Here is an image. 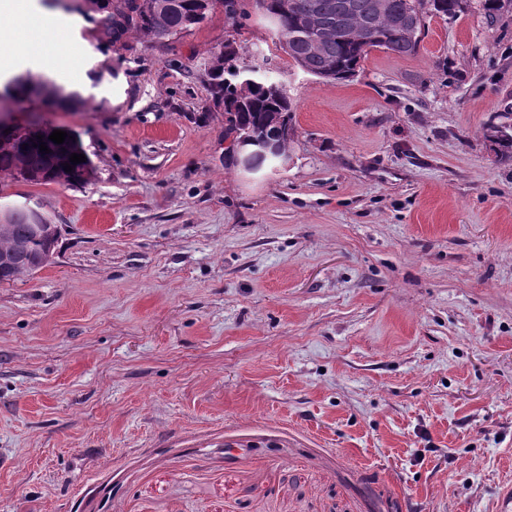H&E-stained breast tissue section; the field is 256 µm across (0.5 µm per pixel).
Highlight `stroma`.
Instances as JSON below:
<instances>
[{"instance_id": "stroma-1", "label": "stroma", "mask_w": 512, "mask_h": 512, "mask_svg": "<svg viewBox=\"0 0 512 512\" xmlns=\"http://www.w3.org/2000/svg\"><path fill=\"white\" fill-rule=\"evenodd\" d=\"M429 16L350 80L294 66L259 14L155 47L65 0L20 30L0 113L76 132L82 186L0 176L56 224L0 282V512H493L512 485V0ZM285 83L287 161L227 155L206 66L225 40ZM77 92L20 105L13 79ZM501 117L507 120L511 118V123L489 125L484 131V137L497 147L500 160L512 161V113L502 112Z\"/></svg>"}]
</instances>
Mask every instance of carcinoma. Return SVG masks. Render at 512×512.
I'll return each instance as SVG.
<instances>
[{
  "mask_svg": "<svg viewBox=\"0 0 512 512\" xmlns=\"http://www.w3.org/2000/svg\"><path fill=\"white\" fill-rule=\"evenodd\" d=\"M163 13L142 12L134 0H87L91 11L102 12L99 40L107 45L121 42L133 31L141 41L159 45L170 40L179 30L191 29L197 24L195 0H166ZM267 8L277 15L281 31L277 34L280 47L301 70L325 81H342L353 77L361 63L374 49H383L398 55H411L420 43L417 34L425 28L426 15L432 13L454 18L461 12L462 0H266ZM310 22L320 27L321 38L313 47L301 37L299 23ZM238 50L232 44L224 45L223 58L216 60L210 77L211 94L215 101L224 103V137L235 140L244 135L262 142L273 139L275 149L258 151L255 166L277 162L287 156L293 141L292 103L288 96H276L268 89V77L260 74L257 66L239 65ZM22 102L34 95L57 93L59 108L74 109L81 103L77 93H65L49 82L44 87L31 88L15 83L7 88ZM504 122L486 128L484 137L497 147L502 161H512L511 112L501 113ZM40 123H28L27 131L11 138L0 139V173L17 182L51 184L62 177L70 186L82 185L87 164L72 165L71 153L65 145L55 144L50 133L39 130ZM46 143L50 153L45 154L37 145ZM31 234V218L24 210L14 213L11 229L0 234V250H6L18 240L25 241Z\"/></svg>",
  "mask_w": 512,
  "mask_h": 512,
  "instance_id": "1",
  "label": "carcinoma"
}]
</instances>
